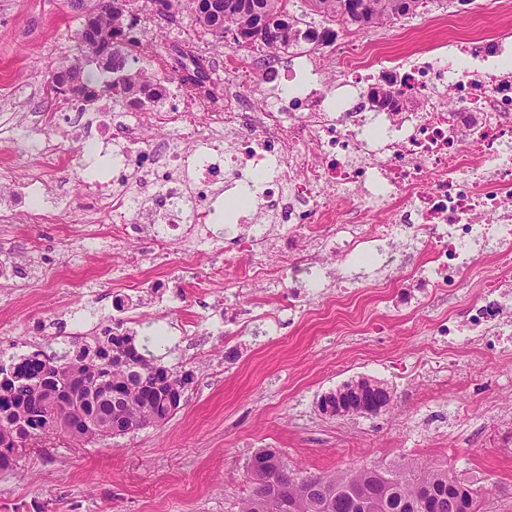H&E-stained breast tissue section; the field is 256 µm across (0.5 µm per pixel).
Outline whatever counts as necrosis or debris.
<instances>
[{"label": "necrosis or debris", "mask_w": 512, "mask_h": 512, "mask_svg": "<svg viewBox=\"0 0 512 512\" xmlns=\"http://www.w3.org/2000/svg\"><path fill=\"white\" fill-rule=\"evenodd\" d=\"M472 36L462 58L435 56L385 65L377 44L350 42L341 60L309 46L288 48L277 92L248 98L238 83L251 79L255 52L231 51L224 107L188 97L164 83L153 117L168 135L143 134L140 112L104 100L83 124L60 119L37 125L41 161L24 180L9 181L0 198V232L13 224H86L117 241L133 223L151 225L157 253L187 239L199 224L220 221L221 196L243 191L264 172L253 208L223 223L237 253L254 257L257 282L290 279L319 287L313 271L320 255L344 259L388 241L386 263L412 242L429 270L412 266L408 277L434 291L455 290L471 279L478 298L468 317L435 323L449 351L474 345L512 357V73L501 71ZM356 93L355 111L340 112L328 77ZM123 138L105 179L81 177L90 208L73 210L42 196L48 170L66 141ZM278 235L274 266L260 262L270 235ZM495 277L476 272L487 258Z\"/></svg>", "instance_id": "4bbe7bcc"}]
</instances>
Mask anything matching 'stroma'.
I'll return each mask as SVG.
<instances>
[{"mask_svg": "<svg viewBox=\"0 0 512 512\" xmlns=\"http://www.w3.org/2000/svg\"><path fill=\"white\" fill-rule=\"evenodd\" d=\"M78 26L67 0H0V169L20 177L37 163L26 128L34 118L58 121L48 70L73 49ZM507 29L512 11L462 14L441 0L382 40L413 60ZM81 154L67 143L47 176L50 194L76 209L87 204L72 172ZM212 230L209 253L176 280L167 272L180 258L177 244L169 258L132 266L82 224H17L0 236V253L15 257L9 281L0 280V360L59 342L77 318L98 331L118 322L135 331L146 316L166 335L154 351L160 365L194 376L165 422L94 443L60 433L20 451L16 470L0 473V512H237L249 490L246 464L260 448L277 450L303 476L407 459L445 467L480 489V512H512V361L464 347L452 371L431 363V327L465 316L470 282L424 298L382 264L329 256L326 270L351 279L352 292L320 289L292 320L282 309L287 289L252 288L242 264L226 261L220 225ZM218 267L223 277L198 294L194 282ZM232 298L255 319L229 336L222 320ZM358 377L387 384L390 409L321 414V395Z\"/></svg>", "mask_w": 512, "mask_h": 512, "instance_id": "obj_1", "label": "stroma"}]
</instances>
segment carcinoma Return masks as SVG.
I'll use <instances>...</instances> for the list:
<instances>
[{"label": "carcinoma", "instance_id": "carcinoma-1", "mask_svg": "<svg viewBox=\"0 0 512 512\" xmlns=\"http://www.w3.org/2000/svg\"><path fill=\"white\" fill-rule=\"evenodd\" d=\"M166 18L172 20L188 12L198 32L211 36L218 45L232 35L237 46L256 45L273 54L300 43L327 45V36L345 28L364 29L377 21L402 19L413 15L420 0H304L309 14L320 17L318 28H308L306 15L290 10L291 0H164ZM100 0H68L80 5L91 16L77 29V54L50 71L70 69L83 84L80 96L65 87L48 85L54 96H63L85 105L100 97L134 109L156 106L159 82L178 81L198 97H209L206 58L189 45H174L168 55L152 54L136 28V15L112 2V10L99 7ZM91 41L110 56L108 67L94 68L85 63L84 41ZM154 57L155 67L138 66ZM112 84V91L104 90ZM147 342L137 341V333L105 327L92 341L73 340L60 349L35 350L6 365L0 362V471L16 466L15 448L43 430L63 432L78 440H98L116 436L107 423H117L120 434L161 423L181 406L185 388L193 379L190 372L175 374L155 363ZM101 379L113 386L112 405L86 400L81 413L73 417L71 430L56 427L60 412L47 405L63 381ZM391 399L389 387L365 381L343 396L347 403L363 402L383 406ZM277 458L266 448L248 462L249 494L237 512H280V501L294 505V512H358L354 500L375 504L374 512H413L420 490L433 492L431 512H458L462 499L468 512H479L477 490L451 476L446 469L419 467L406 461L393 467L373 466L338 472L330 476L300 477L280 467L265 465ZM322 492L315 493L313 480Z\"/></svg>", "mask_w": 512, "mask_h": 512}]
</instances>
